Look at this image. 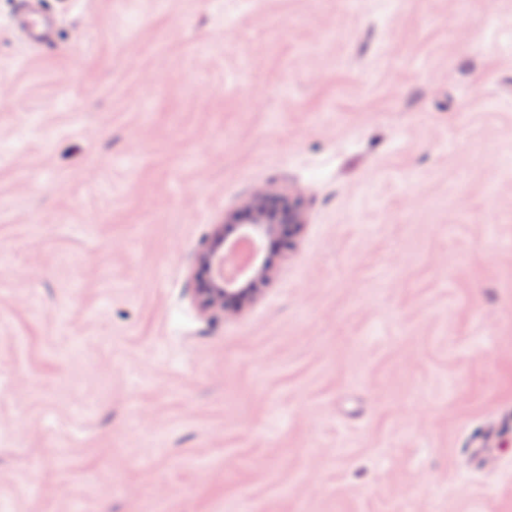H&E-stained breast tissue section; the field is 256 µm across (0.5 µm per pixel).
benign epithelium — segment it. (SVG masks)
I'll use <instances>...</instances> for the list:
<instances>
[{
    "label": "benign epithelium",
    "mask_w": 512,
    "mask_h": 512,
    "mask_svg": "<svg viewBox=\"0 0 512 512\" xmlns=\"http://www.w3.org/2000/svg\"><path fill=\"white\" fill-rule=\"evenodd\" d=\"M229 223L240 225V237L261 241L275 236L280 224L304 223V212L293 202L286 207H274L262 192L251 197L241 214L229 218ZM233 246L234 242L224 238L223 227L219 226L198 255L199 263L211 272L209 287L202 294L205 309L222 307L230 310L241 307L253 298L254 290L242 287L238 276L243 274L252 282L270 273L267 261L259 257L242 270L228 272L232 266Z\"/></svg>",
    "instance_id": "benign-epithelium-1"
}]
</instances>
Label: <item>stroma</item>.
<instances>
[{
  "instance_id": "obj_1",
  "label": "stroma",
  "mask_w": 512,
  "mask_h": 512,
  "mask_svg": "<svg viewBox=\"0 0 512 512\" xmlns=\"http://www.w3.org/2000/svg\"><path fill=\"white\" fill-rule=\"evenodd\" d=\"M44 3L36 49L0 0V512H512V0ZM261 190L305 222L203 311ZM235 241L224 238L223 225H219L198 255L199 263L211 272L209 287L204 289V294L201 293L204 309L224 307L226 311L240 308L253 298L254 290L249 286L242 288L238 276L244 274L250 284L254 280L264 279L270 273L269 265L266 260L260 258V253L245 269L229 273Z\"/></svg>"
}]
</instances>
